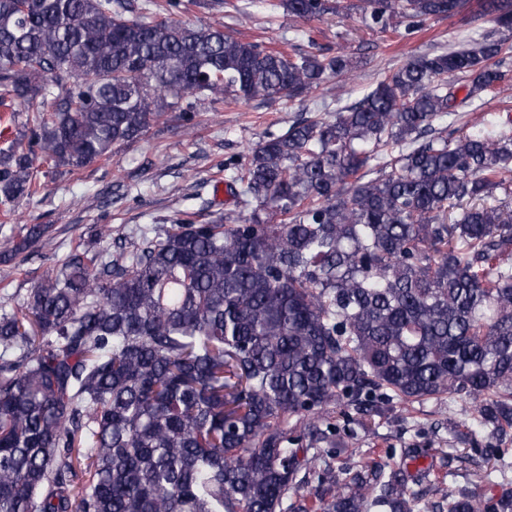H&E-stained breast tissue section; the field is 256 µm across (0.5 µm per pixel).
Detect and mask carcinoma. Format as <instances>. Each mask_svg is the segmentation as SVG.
Here are the masks:
<instances>
[{
    "mask_svg": "<svg viewBox=\"0 0 512 512\" xmlns=\"http://www.w3.org/2000/svg\"><path fill=\"white\" fill-rule=\"evenodd\" d=\"M297 21L342 0H279ZM466 0H361L386 33ZM180 0H0V103L26 113L0 147V207L34 170H78L196 102L293 100L353 70L166 18ZM495 29L413 56L330 118L293 122L224 165L236 209L71 250L0 314V512H308L300 472L336 493L321 512H437L383 465L341 483L330 410L364 424L379 398L474 402V430L512 425V218L462 209L512 183V135L436 129L456 84L507 83L512 0ZM458 213L455 223L448 214ZM56 250L25 224L5 260ZM87 480L74 484L76 469ZM448 512H512V488L448 490Z\"/></svg>",
    "mask_w": 512,
    "mask_h": 512,
    "instance_id": "cac0c4a2",
    "label": "carcinoma"
}]
</instances>
